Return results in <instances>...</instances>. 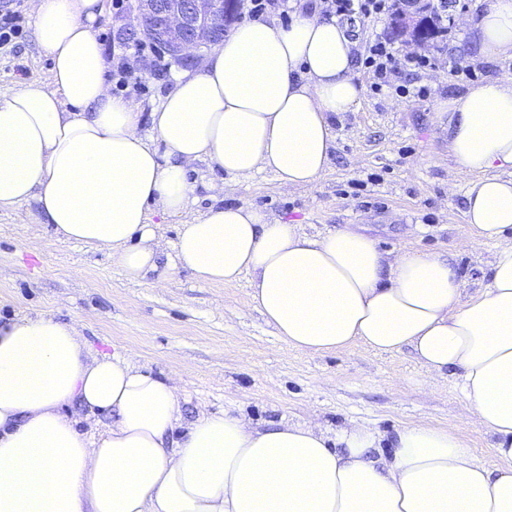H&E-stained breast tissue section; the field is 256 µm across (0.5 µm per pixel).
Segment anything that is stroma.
<instances>
[{"instance_id": "1", "label": "stroma", "mask_w": 512, "mask_h": 512, "mask_svg": "<svg viewBox=\"0 0 512 512\" xmlns=\"http://www.w3.org/2000/svg\"><path fill=\"white\" fill-rule=\"evenodd\" d=\"M133 7L134 0H104L95 30L105 57L121 55L130 44ZM9 10L17 13L22 34L0 46V93L22 83L48 86L51 63L34 42L27 0H0V16ZM394 45L436 64L398 75L411 90L407 97L391 89L373 92L368 74L356 69L362 98L353 111L337 115L336 151L316 187L286 191L267 172L233 179L202 164L195 177L208 188L195 208L216 201L250 205L311 235L349 226L385 252L442 254L471 293L487 284L494 248L463 247L470 234L464 217L469 177L449 174L439 108L470 87L459 69L474 70L483 82L512 74V60L481 52L459 21L435 40L398 38ZM208 56L204 49L190 62L172 63L162 77L155 71L158 50L146 48L134 64L138 84L121 95L149 114L177 76L198 69ZM0 265L10 270L0 279L1 325L24 313H49L79 323L92 354H129L156 376L178 374L184 422L227 409L261 425L312 419L333 431L357 420L380 433L384 454L397 430L427 425L459 434L486 467L502 464L496 437L463 422L467 400L459 375L431 379L407 350L297 351L254 308L247 281L204 284L186 270L175 272L164 289L127 281L107 249L58 239L33 201L0 209Z\"/></svg>"}]
</instances>
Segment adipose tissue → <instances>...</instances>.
Returning <instances> with one entry per match:
<instances>
[{"instance_id":"1","label":"adipose tissue","mask_w":512,"mask_h":512,"mask_svg":"<svg viewBox=\"0 0 512 512\" xmlns=\"http://www.w3.org/2000/svg\"><path fill=\"white\" fill-rule=\"evenodd\" d=\"M481 2L466 21L475 42L512 57V0ZM28 8L52 88L0 95V209L36 201L55 234L108 249L126 279L155 288L172 269L206 284L248 277L255 309L302 352L408 348L433 378L460 372L464 419L497 437L504 464L424 425L378 457L379 433L358 421L333 433L231 412L187 424L175 377L90 354L77 324L26 314L0 326V512H512V76L441 106L454 169L470 177L468 245L495 247L489 283L468 297L446 257L384 253L351 227L311 236L246 205L191 216L198 163L267 171L285 189L327 169L334 118L362 87L349 25L320 2L285 26L238 24L146 131L107 79L103 0ZM157 215L181 221L165 272ZM73 404L109 417L105 430L79 432Z\"/></svg>"}]
</instances>
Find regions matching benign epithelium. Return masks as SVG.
<instances>
[{
    "instance_id": "7a95c632",
    "label": "benign epithelium",
    "mask_w": 512,
    "mask_h": 512,
    "mask_svg": "<svg viewBox=\"0 0 512 512\" xmlns=\"http://www.w3.org/2000/svg\"><path fill=\"white\" fill-rule=\"evenodd\" d=\"M223 30L224 0H137L130 35L188 61L187 49L220 45Z\"/></svg>"
}]
</instances>
